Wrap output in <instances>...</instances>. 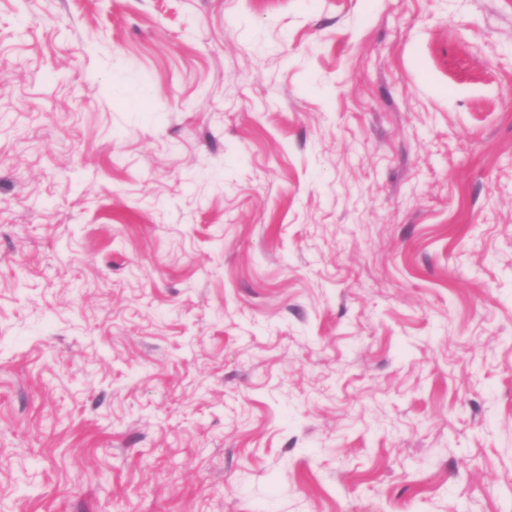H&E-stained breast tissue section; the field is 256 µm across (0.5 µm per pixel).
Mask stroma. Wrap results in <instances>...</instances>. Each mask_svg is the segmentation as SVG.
I'll list each match as a JSON object with an SVG mask.
<instances>
[{
  "mask_svg": "<svg viewBox=\"0 0 512 512\" xmlns=\"http://www.w3.org/2000/svg\"><path fill=\"white\" fill-rule=\"evenodd\" d=\"M0 512H512V0H0Z\"/></svg>",
  "mask_w": 512,
  "mask_h": 512,
  "instance_id": "stroma-1",
  "label": "stroma"
}]
</instances>
